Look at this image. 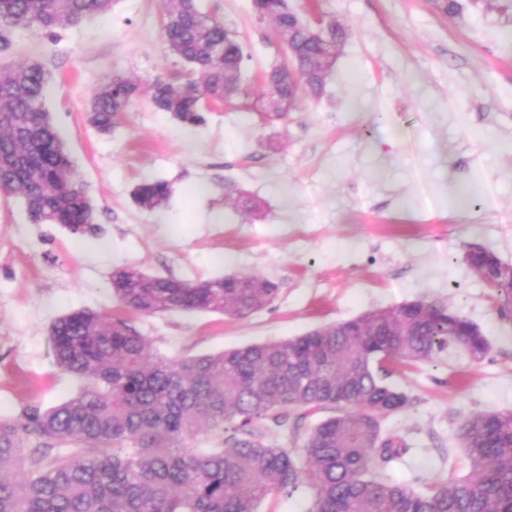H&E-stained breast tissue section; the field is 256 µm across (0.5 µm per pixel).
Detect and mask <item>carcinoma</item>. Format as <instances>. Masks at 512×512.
Masks as SVG:
<instances>
[{
	"label": "carcinoma",
	"instance_id": "1",
	"mask_svg": "<svg viewBox=\"0 0 512 512\" xmlns=\"http://www.w3.org/2000/svg\"><path fill=\"white\" fill-rule=\"evenodd\" d=\"M117 0H0V51L16 35L44 37L108 14ZM272 22L284 59L265 72L263 118L282 119L300 99L322 96L345 29L332 17L301 27L286 0H250ZM162 39L182 66L180 81L147 83L153 107L200 125L243 90L244 44L198 0H163ZM142 83L115 72L89 98V122L110 134ZM51 73L33 62L0 71V191L24 203L35 224L94 235L98 212L46 110ZM172 187L143 182L135 202L165 206ZM233 207L259 216L262 202ZM471 270L512 309V265L487 249L468 255ZM113 297L143 317L211 312L243 319L272 305L278 285L256 273L187 281L136 265L112 271ZM54 361L80 382L50 408L36 402L0 417V512H258L275 493L312 490L309 512H512V410L468 416L456 438L470 471L415 490L384 477L382 464L407 453L383 421L411 403L390 377L397 363L482 362L490 343L467 317L436 302L376 308L284 341L218 354L165 357L120 318L85 308L48 327ZM330 407L301 448L268 439L288 435L289 410Z\"/></svg>",
	"mask_w": 512,
	"mask_h": 512
}]
</instances>
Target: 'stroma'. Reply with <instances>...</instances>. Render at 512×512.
Segmentation results:
<instances>
[{
  "instance_id": "obj_1",
  "label": "stroma",
  "mask_w": 512,
  "mask_h": 512,
  "mask_svg": "<svg viewBox=\"0 0 512 512\" xmlns=\"http://www.w3.org/2000/svg\"><path fill=\"white\" fill-rule=\"evenodd\" d=\"M336 18L348 31L321 99H302L265 123L226 106L186 126L141 93L111 134L89 123L91 91L122 72L172 76L161 40V0H118L105 18L57 40L18 34L0 69L38 62L58 91L46 109L97 206L98 238L30 223L0 193V416L30 402L52 407L76 380L51 354L49 323L81 308L108 309L162 356L192 357L286 340L365 311L426 299L476 323L491 349L483 362L397 367L410 405L384 421L407 453L385 469L423 489L468 472L455 432L483 410H512V321L470 269L472 247L512 263V24L465 8L459 18L430 0H287ZM250 58L243 88L284 56L270 22L247 0H200ZM173 196L148 211L132 200L142 181ZM478 197L459 211L452 184ZM240 189L265 200L250 220L225 201ZM124 265L184 280L257 273L275 281L268 308L245 319L195 312L143 317L119 308L110 274Z\"/></svg>"
}]
</instances>
